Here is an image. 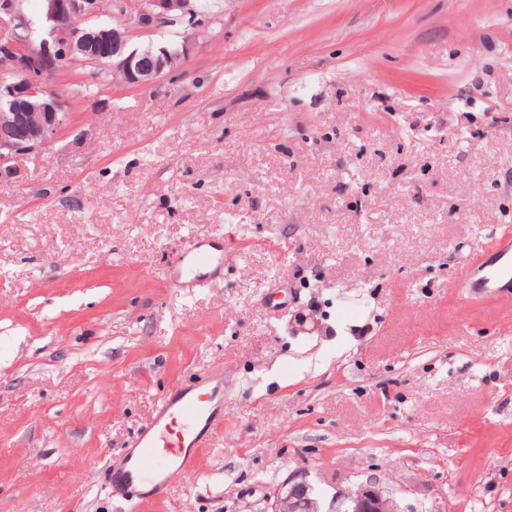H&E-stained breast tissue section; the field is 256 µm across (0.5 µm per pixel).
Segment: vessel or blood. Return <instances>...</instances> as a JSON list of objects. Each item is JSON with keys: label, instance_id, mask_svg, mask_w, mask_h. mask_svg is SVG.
Instances as JSON below:
<instances>
[{"label": "vessel or blood", "instance_id": "b4317fda", "mask_svg": "<svg viewBox=\"0 0 512 512\" xmlns=\"http://www.w3.org/2000/svg\"><path fill=\"white\" fill-rule=\"evenodd\" d=\"M223 265L221 244L196 237L181 246L172 272L176 281L194 288L207 283ZM470 286L477 292L512 290V245L493 252ZM225 404L220 374L164 392L150 422L113 462L106 477L112 495L137 504L162 499L173 473L195 469L201 449L224 422Z\"/></svg>", "mask_w": 512, "mask_h": 512}]
</instances>
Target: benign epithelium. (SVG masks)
Here are the masks:
<instances>
[{"mask_svg": "<svg viewBox=\"0 0 512 512\" xmlns=\"http://www.w3.org/2000/svg\"><path fill=\"white\" fill-rule=\"evenodd\" d=\"M49 38L39 43L17 31L0 37V179L16 176V162L52 143L68 124L66 98L48 87L59 68L79 63L112 68V74L127 84L147 86L176 69L188 50L171 54L154 47H130L131 30L125 24H91L89 20L119 13L132 19L134 27L147 31L165 23L197 17L192 0H42ZM22 0H0V17L28 29ZM271 512H403L393 496L367 482L339 489L330 501L316 492L307 475L292 477L275 492Z\"/></svg>", "mask_w": 512, "mask_h": 512, "instance_id": "1", "label": "benign epithelium"}]
</instances>
